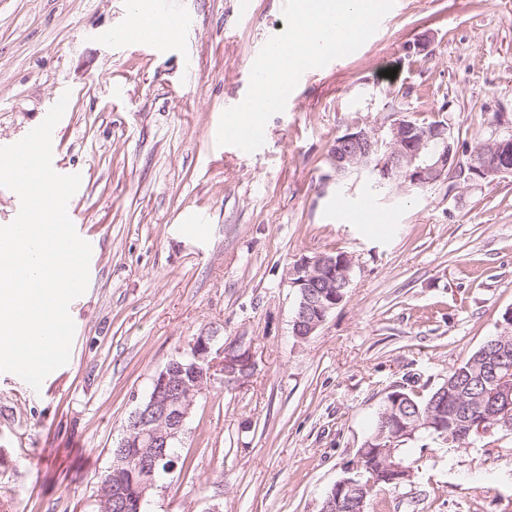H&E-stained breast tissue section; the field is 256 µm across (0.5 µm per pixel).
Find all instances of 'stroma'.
<instances>
[{"label": "stroma", "mask_w": 512, "mask_h": 512, "mask_svg": "<svg viewBox=\"0 0 512 512\" xmlns=\"http://www.w3.org/2000/svg\"><path fill=\"white\" fill-rule=\"evenodd\" d=\"M130 0H0V144L63 92L57 173L78 172L74 226L92 245L70 304L73 359L40 390L0 372V512H102L99 476L153 376L201 332L251 348L241 386L196 399L148 512H320L386 394L432 389L512 312V175L374 194L327 158L353 117L447 119L468 146L512 118V0H395L357 52L298 87L244 156L217 146L222 112L286 28L283 0H182L190 30L150 56L112 41ZM431 33L427 53L408 46ZM372 203L384 218L360 217ZM196 235L184 227L196 223ZM352 253L341 304L291 333L299 257ZM413 482L367 512H512V435L413 447Z\"/></svg>", "instance_id": "obj_1"}]
</instances>
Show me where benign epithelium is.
Instances as JSON below:
<instances>
[{
  "mask_svg": "<svg viewBox=\"0 0 512 512\" xmlns=\"http://www.w3.org/2000/svg\"><path fill=\"white\" fill-rule=\"evenodd\" d=\"M490 138L460 153L450 144L452 128L445 123L421 128L409 117L398 115L370 125L356 117L347 123L335 143L337 152L333 169L336 178L369 174L377 187L414 186L426 188L445 180H484L512 174V121L500 116ZM353 256L341 258L320 255L315 259L302 256L288 268V283L298 292L292 333L299 340L312 336L331 312L344 300L341 290L351 282ZM213 334L195 337L189 355L172 359L153 378L147 400L131 413L120 448H136L137 464L152 476L160 459H170L169 471L176 469V458L167 455L185 433L196 397L210 384L214 372L224 371V382L241 383L254 368L248 350L231 346L214 349ZM502 334L494 343L496 353L486 369L497 386L493 399L481 416L468 421L469 429L483 435L487 423L512 413V349ZM97 494L104 508L117 507L127 512L131 503L123 488L102 482Z\"/></svg>",
  "mask_w": 512,
  "mask_h": 512,
  "instance_id": "1",
  "label": "benign epithelium"
}]
</instances>
